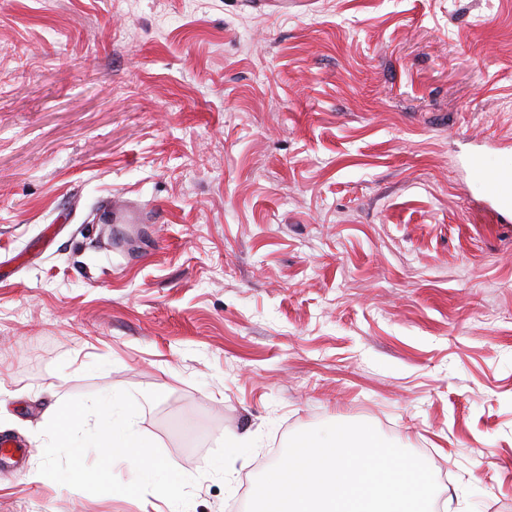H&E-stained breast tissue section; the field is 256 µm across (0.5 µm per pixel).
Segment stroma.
I'll list each match as a JSON object with an SVG mask.
<instances>
[{
    "mask_svg": "<svg viewBox=\"0 0 512 512\" xmlns=\"http://www.w3.org/2000/svg\"><path fill=\"white\" fill-rule=\"evenodd\" d=\"M475 149L512 160V0H0V512H176L38 472L50 410L120 390L188 512H247L333 423L512 512V223ZM487 211L497 222L510 224L512 222V192L495 190L488 196Z\"/></svg>",
    "mask_w": 512,
    "mask_h": 512,
    "instance_id": "obj_1",
    "label": "stroma"
}]
</instances>
